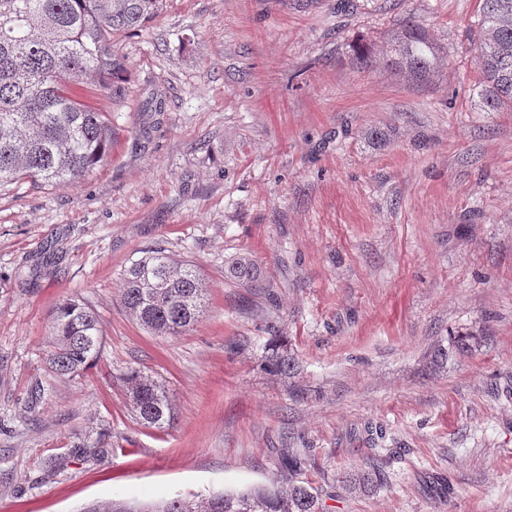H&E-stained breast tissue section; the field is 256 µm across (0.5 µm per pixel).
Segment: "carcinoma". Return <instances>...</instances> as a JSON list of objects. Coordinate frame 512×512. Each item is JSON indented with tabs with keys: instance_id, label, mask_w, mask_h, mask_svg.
<instances>
[{
	"instance_id": "obj_1",
	"label": "carcinoma",
	"mask_w": 512,
	"mask_h": 512,
	"mask_svg": "<svg viewBox=\"0 0 512 512\" xmlns=\"http://www.w3.org/2000/svg\"><path fill=\"white\" fill-rule=\"evenodd\" d=\"M476 59L480 98L486 112L512 111V0H479ZM161 0H0V182L28 178L39 185L81 180L112 147L105 113L84 103L78 86L117 94L126 63L112 36L137 31ZM387 60L392 73L427 83L444 58L443 47L414 22L389 31ZM228 278L253 288L258 268L241 255L226 268ZM206 286L194 265L164 248L148 251L125 270L120 303L126 313L157 336H180L198 322ZM50 370L61 377L80 374L100 355L102 330L96 314L67 300L50 316ZM285 347L268 356L273 373L293 370ZM122 382L138 419L163 429L173 420L164 386L137 369ZM282 459L287 487H254L237 493L177 495L136 511L122 504L88 512H327L332 495L298 477L304 461L289 452ZM381 480L369 465L349 475L348 490L366 492Z\"/></svg>"
}]
</instances>
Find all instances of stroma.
<instances>
[{"label": "stroma", "mask_w": 512, "mask_h": 512, "mask_svg": "<svg viewBox=\"0 0 512 512\" xmlns=\"http://www.w3.org/2000/svg\"><path fill=\"white\" fill-rule=\"evenodd\" d=\"M478 3L163 0L120 39V93L84 95L112 115L107 161L0 185V512L281 482L284 448L339 488L332 512H512V112L482 109ZM406 19L447 48L439 81L353 57ZM155 246L208 289L180 336L119 302ZM241 254L263 287L225 278ZM69 298L103 350L59 378L44 353ZM458 332L485 341L434 366ZM275 337L286 376L263 367ZM131 367L165 385L170 427L137 420ZM370 463L381 486L341 490Z\"/></svg>", "instance_id": "1"}]
</instances>
